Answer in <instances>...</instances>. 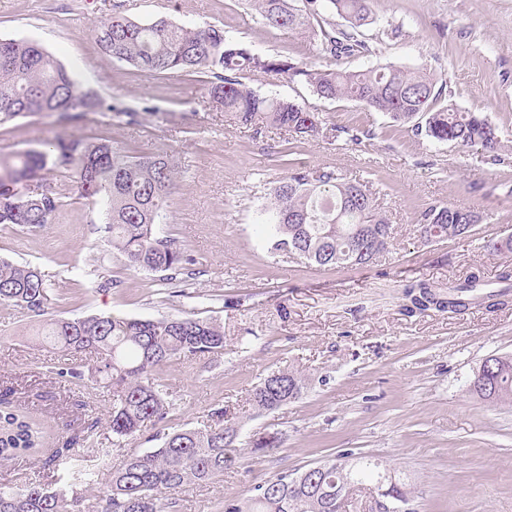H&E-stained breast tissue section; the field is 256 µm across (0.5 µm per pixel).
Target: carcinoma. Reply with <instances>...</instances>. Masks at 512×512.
<instances>
[{"instance_id":"carcinoma-1","label":"carcinoma","mask_w":512,"mask_h":512,"mask_svg":"<svg viewBox=\"0 0 512 512\" xmlns=\"http://www.w3.org/2000/svg\"><path fill=\"white\" fill-rule=\"evenodd\" d=\"M254 0L262 22L271 28L296 30L313 40L319 54L339 60L370 53L359 39L371 21V0H327L344 20L340 28L316 29L321 0ZM96 37L102 52L113 61L131 65L148 75L208 73V95L213 107L231 124L273 128L300 137L320 134L327 124L319 112L292 101L263 95L241 80L245 71L274 73L305 82L325 100H350L382 112L401 125L438 142L475 148L492 161L499 160L498 129L475 112L437 107L440 92L435 76L423 69L385 66L358 71L312 69L297 62L253 52L223 29L190 27L164 19L139 23L120 13L100 23ZM152 111L119 107L79 87L74 77L49 52L24 40L0 41V125L35 112H57L68 120L88 112H113L135 124ZM46 151H27L13 160L0 159V225L40 228L55 221L73 187L98 201L107 219L112 253L128 268L181 274L192 258L157 231L178 174L168 154L133 156L104 138L57 136ZM62 178L50 181L47 173ZM41 191H30V183ZM268 250L292 252L320 267H365L372 263L361 253L359 235L368 230L379 240V250L390 245L393 229L370 189L347 182L333 169L308 171L291 168L271 189L266 209ZM482 216L452 202L433 203L418 210L420 235L438 224L436 240L468 233ZM480 276L471 273L461 283L448 284V299H440L429 284L409 287V310L432 307L462 313L474 300ZM9 303L33 317L45 314L48 288L37 268L0 259V303ZM40 343L64 356L95 355L83 370L61 368L58 375L102 383L112 392L109 426L118 440L137 436L147 421L163 422L169 402L159 389L162 367L186 356L224 354V327L193 316L140 320L111 315L55 319L37 331ZM491 368L478 369L470 391L489 402L512 401V357L490 359ZM302 379L291 371L263 377L251 390L253 405L277 409L298 397ZM214 424L205 429H183L165 436L162 445L147 452L131 451L104 486L93 473L79 482L58 477L54 485L18 486L0 482V512H176V495L192 486L206 485L224 475L234 462L238 434L224 426V409L212 412ZM44 449L39 423L14 404L13 390L0 389V461L33 456ZM315 492L288 487L281 473L235 500L224 512H347L353 499L368 496L378 483L400 498H413L410 484L379 462L351 453L326 462L316 476Z\"/></svg>"}]
</instances>
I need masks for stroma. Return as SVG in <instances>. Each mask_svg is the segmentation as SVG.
Listing matches in <instances>:
<instances>
[{"label":"stroma","instance_id":"obj_1","mask_svg":"<svg viewBox=\"0 0 512 512\" xmlns=\"http://www.w3.org/2000/svg\"><path fill=\"white\" fill-rule=\"evenodd\" d=\"M361 30L370 52L342 67L425 68L437 78L440 105L479 112L500 132V161L434 142L388 115L349 100L326 101L302 82L246 74L260 93L322 112L328 123L369 129L373 138H295L275 129L231 125L215 111L202 73L148 76L104 56L95 42L114 12L149 23L216 25L252 51L327 65L313 42L271 29L248 0H0V39L32 40L74 71L84 87L117 105H154L140 124L90 114L75 122L38 112L0 125V157L44 149L59 135L107 138L140 155L168 153L179 164L161 234L193 260L194 273L165 283L112 256L102 210L72 193L54 223L0 226V259L37 267L47 287V315L95 314L160 319L194 315L224 327V353L164 367L171 409L117 445L108 427L112 396L99 384L57 376L59 356L32 335L30 315L0 304V386L40 422L49 446L84 435L69 471L91 469L107 482L130 450H150L149 436L210 423L241 442L232 466L212 483L181 495L178 512H224L275 475L354 453L407 476L418 512H512V402L472 394L474 372L489 356H512V302L465 313L405 310L406 287L425 281L440 296L449 282L478 273L485 291L508 289L498 274L512 253L486 244L512 236V0H372ZM330 167L370 187L395 229L389 252L366 268L328 270L267 250L262 226L276 181L289 166ZM454 202L483 220L462 238L429 242L414 222L422 206ZM115 287H106V280ZM288 369L304 387L274 411L257 410L252 388ZM276 434L278 448L254 455L252 438Z\"/></svg>","mask_w":512,"mask_h":512}]
</instances>
